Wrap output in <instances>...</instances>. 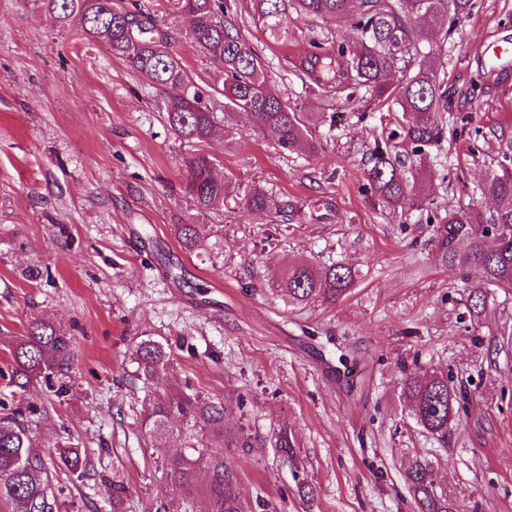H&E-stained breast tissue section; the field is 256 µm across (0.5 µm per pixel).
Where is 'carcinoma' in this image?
Segmentation results:
<instances>
[{"label":"carcinoma","mask_w":512,"mask_h":512,"mask_svg":"<svg viewBox=\"0 0 512 512\" xmlns=\"http://www.w3.org/2000/svg\"><path fill=\"white\" fill-rule=\"evenodd\" d=\"M253 17L272 38L285 28L288 7L303 17L330 18L350 25L355 39L327 48L311 44L301 66L318 89L334 88L353 80L365 89V98H347L356 107L392 103L402 112L401 130L410 145L405 156L393 154L377 143L370 153L366 193L373 204L396 209L414 206L424 194L421 167L425 149L437 145L445 134L441 111L448 95L436 72L439 59L421 53L416 43L448 32V17L459 20L475 7L474 0H251ZM179 12L191 18L184 34L210 64L224 72V90L213 93L190 77L182 59L173 52L174 31L157 23L148 6L128 8L120 0H48L53 18L65 24L79 21L85 38L105 44L112 55L125 60L151 88L164 95L163 122L177 138L192 145L205 143L224 118L246 115L251 130L270 132L279 150L292 151L307 143L317 148L310 129L326 121L323 112H299L275 88L262 58L240 30L226 20L224 0H176ZM423 19L426 27L412 25ZM185 192L203 214L224 208L232 197L228 180L215 173L209 155L200 152L187 161ZM483 194L497 203L489 217L474 208L451 209L437 218L431 244L446 270L473 267L478 282L471 286L468 309L478 318L486 309L488 287L512 288V168L503 167L484 182ZM249 209L263 213L276 206L269 192L252 186L244 191ZM174 233L184 250H205L224 256V237L215 235L205 244L196 225L176 224ZM356 280L350 266L332 263L317 266L307 260L292 261L275 282V291L295 305H333L345 297ZM10 360L0 376L8 378L11 412L0 417V506L6 512H59L58 493L49 478L47 463L36 451L39 441L32 417L36 406L16 399L36 381L69 368L73 340L49 320L32 321L23 336L9 345ZM140 371L147 384L158 386L170 364V354L152 340L135 348ZM416 424L433 437L448 434L455 420L457 395L448 378L422 369L402 381ZM8 403L0 401V407ZM185 422V443L171 453L167 443L174 421ZM141 428L151 447L160 453L162 477L167 486L190 502L203 493L209 512H249L236 469L224 457V407L213 398L193 391L172 397L157 393L144 412ZM272 447L286 457L296 454L288 423L273 436ZM58 462L71 477L86 474L87 455L79 445L66 441L58 450ZM405 482L421 512H455L448 498L436 492L430 462L415 457L405 470Z\"/></svg>","instance_id":"carcinoma-1"}]
</instances>
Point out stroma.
<instances>
[{"mask_svg": "<svg viewBox=\"0 0 512 512\" xmlns=\"http://www.w3.org/2000/svg\"><path fill=\"white\" fill-rule=\"evenodd\" d=\"M173 46L204 87L223 76L181 34L190 19L174 0H147ZM46 0H0V368L11 338L46 318L70 331L74 359L56 397L34 384L26 401L45 404L40 452L65 438L86 450L89 472L71 483L57 470L62 512H112V484L129 489L124 512H156L172 497L141 432L154 388L132 351L145 339L169 347L163 388L203 391L224 404V432L245 431L256 447L226 449L256 512H417L403 474L412 457L434 467L437 490L456 512H512V290L493 288L480 318L468 310L473 270H444L428 240V216L471 205L490 214L480 188L512 163V70L479 71L484 48L512 37V0H477L438 50L453 128L428 151L434 181L422 206H372L364 185L376 142L400 117L387 106L345 107L319 125L324 149L279 154L271 135L216 133L203 146L219 174L272 193L283 212L245 203L223 214L195 211L183 192L195 148L160 119L161 101L143 78L78 21L56 25ZM226 17L267 65L271 81L301 112L326 97L300 67L312 39L340 43L350 27L288 12L287 33L268 37L250 0H228ZM477 92H470L472 82ZM224 229V256L191 254L173 234ZM297 258L352 266L358 279L336 304L293 306L272 285ZM36 265L45 277L26 280ZM443 371L459 393L445 440L424 433L402 394V365ZM296 458L272 448L281 423Z\"/></svg>", "mask_w": 512, "mask_h": 512, "instance_id": "stroma-1", "label": "stroma"}]
</instances>
